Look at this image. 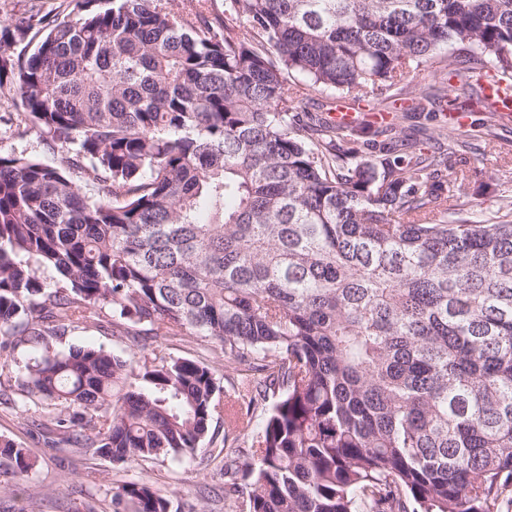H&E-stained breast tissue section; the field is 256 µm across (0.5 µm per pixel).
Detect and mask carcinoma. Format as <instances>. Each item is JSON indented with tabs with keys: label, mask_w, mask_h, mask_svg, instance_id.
<instances>
[{
	"label": "carcinoma",
	"mask_w": 512,
	"mask_h": 512,
	"mask_svg": "<svg viewBox=\"0 0 512 512\" xmlns=\"http://www.w3.org/2000/svg\"><path fill=\"white\" fill-rule=\"evenodd\" d=\"M490 75L512 93V0H60L0 28V94L57 155L0 156V350L23 396L120 468L223 458L234 512H501L512 197L486 218L448 175L462 133L299 117L319 91L496 120L512 97ZM103 322L138 351L55 348ZM169 341L220 357L227 386ZM36 463L0 444L4 487ZM173 495L123 482L113 512Z\"/></svg>",
	"instance_id": "obj_1"
}]
</instances>
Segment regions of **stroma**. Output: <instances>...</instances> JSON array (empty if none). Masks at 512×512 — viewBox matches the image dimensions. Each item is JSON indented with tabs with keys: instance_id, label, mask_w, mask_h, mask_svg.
Here are the masks:
<instances>
[{
	"instance_id": "35a3bbf8",
	"label": "stroma",
	"mask_w": 512,
	"mask_h": 512,
	"mask_svg": "<svg viewBox=\"0 0 512 512\" xmlns=\"http://www.w3.org/2000/svg\"><path fill=\"white\" fill-rule=\"evenodd\" d=\"M499 140L483 145L471 135L476 149L466 162L451 163V171H466L472 189L480 190L482 208L492 211L497 200L512 196V124L499 126ZM57 348L97 347L127 356L133 346L128 337L113 335L111 327L72 330ZM44 420L40 407L7 390L0 398V440L28 449L37 466L27 483V493L13 496L0 490V512H112V487L123 480H143L163 491H173L171 512H232L224 500V469L212 463L203 472L169 463L145 462L124 470L109 460L75 448H50L38 425Z\"/></svg>"
}]
</instances>
